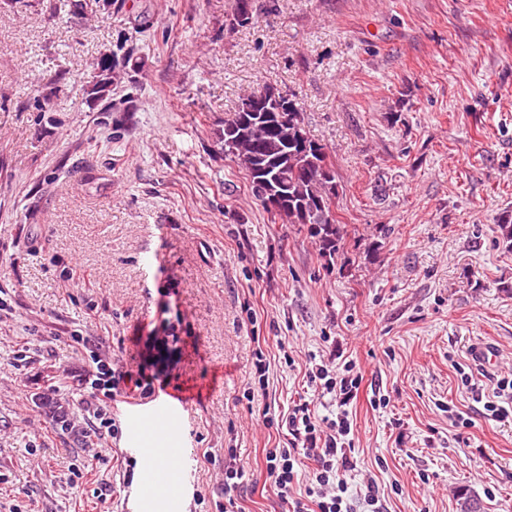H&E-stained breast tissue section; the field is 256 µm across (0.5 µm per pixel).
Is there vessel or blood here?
<instances>
[{
  "label": "vessel or blood",
  "instance_id": "1",
  "mask_svg": "<svg viewBox=\"0 0 512 512\" xmlns=\"http://www.w3.org/2000/svg\"><path fill=\"white\" fill-rule=\"evenodd\" d=\"M123 412L133 432L148 428L154 444L152 454L146 460L150 470L148 485L136 487L129 493L133 512H142L153 501L155 492L168 484L173 473L188 471L187 456L174 448L173 440L186 420L190 406L184 398L163 393L146 402L127 404Z\"/></svg>",
  "mask_w": 512,
  "mask_h": 512
}]
</instances>
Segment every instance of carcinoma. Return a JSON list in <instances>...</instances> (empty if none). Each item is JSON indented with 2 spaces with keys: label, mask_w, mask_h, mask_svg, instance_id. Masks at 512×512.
<instances>
[{
  "label": "carcinoma",
  "mask_w": 512,
  "mask_h": 512,
  "mask_svg": "<svg viewBox=\"0 0 512 512\" xmlns=\"http://www.w3.org/2000/svg\"><path fill=\"white\" fill-rule=\"evenodd\" d=\"M135 47L121 48V53L103 54L90 63V81L84 88L86 99L94 100L102 112H118L112 103V86L125 74ZM291 108L288 124L276 127L274 120L266 127L242 129L234 150L224 155L247 174L254 198L257 179L273 184L283 178L288 186L279 198V212L273 215L283 224H298L314 239L321 255L334 256L344 242V228L336 215L338 185L325 148L308 133L303 109L297 94L287 91ZM496 243L512 250V212H502L496 224Z\"/></svg>",
  "instance_id": "cac0c4a2"
}]
</instances>
